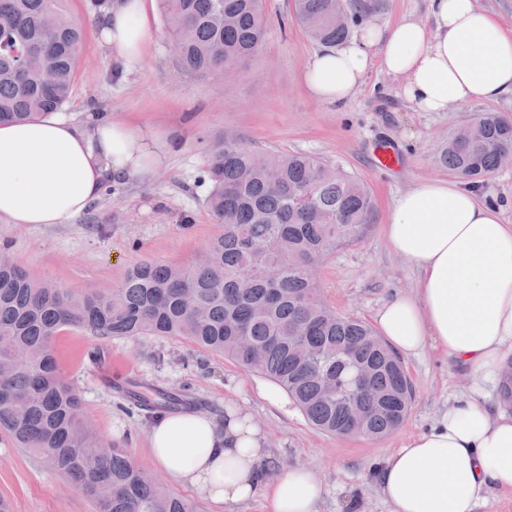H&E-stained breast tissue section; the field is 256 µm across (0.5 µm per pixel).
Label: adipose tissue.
I'll return each mask as SVG.
<instances>
[{
	"instance_id": "1",
	"label": "adipose tissue",
	"mask_w": 512,
	"mask_h": 512,
	"mask_svg": "<svg viewBox=\"0 0 512 512\" xmlns=\"http://www.w3.org/2000/svg\"><path fill=\"white\" fill-rule=\"evenodd\" d=\"M431 24L407 15L314 53L302 81L312 98L342 106L372 68L422 112L512 95V35L474 0H429ZM117 74L138 70L151 38L148 0H105L96 18ZM180 140L109 112L84 123L46 115L0 124V221L66 224L104 187L162 168ZM391 249L419 271L415 295L377 311L380 336L410 357L431 348L475 382L427 431L406 439L372 478L391 512H476L512 490V416L484 395L512 352V224L477 189L421 180L392 202ZM153 464L182 486L229 507L261 497L271 512H320L322 481L303 467L274 469L266 436L234 403L223 419L188 410L154 419Z\"/></svg>"
}]
</instances>
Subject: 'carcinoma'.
<instances>
[{
    "instance_id": "1",
    "label": "carcinoma",
    "mask_w": 512,
    "mask_h": 512,
    "mask_svg": "<svg viewBox=\"0 0 512 512\" xmlns=\"http://www.w3.org/2000/svg\"><path fill=\"white\" fill-rule=\"evenodd\" d=\"M345 0H293L313 41L341 45L362 14ZM178 64L197 76L243 68L267 30L264 0H160ZM84 30L65 0H0V122L57 112L75 82ZM44 51L54 79L23 63ZM512 154V117L481 112L450 132L437 163L481 187ZM206 205L224 233L189 265L143 260L108 292H77L34 278L0 255V429L76 484L96 512H198L106 445L82 416L52 353L59 331L103 338L187 339L281 387L317 430L379 439L405 418L413 390L401 359L364 321L325 304L314 268L374 222L369 191L321 158L260 150L233 133L210 141ZM500 397L512 404V359ZM128 406L151 418L196 406L186 394L116 380Z\"/></svg>"
}]
</instances>
